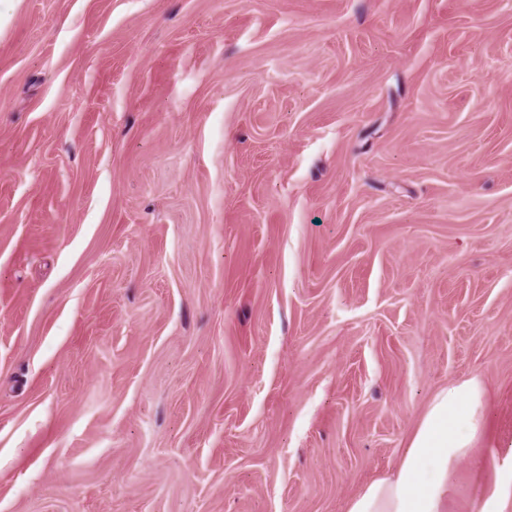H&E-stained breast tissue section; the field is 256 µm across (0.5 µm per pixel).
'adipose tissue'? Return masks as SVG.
<instances>
[{"label":"adipose tissue","instance_id":"adipose-tissue-1","mask_svg":"<svg viewBox=\"0 0 512 512\" xmlns=\"http://www.w3.org/2000/svg\"><path fill=\"white\" fill-rule=\"evenodd\" d=\"M484 396L475 376L438 391L394 474L363 486L346 512H447L450 477L485 429Z\"/></svg>","mask_w":512,"mask_h":512}]
</instances>
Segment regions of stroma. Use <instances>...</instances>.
Returning a JSON list of instances; mask_svg holds the SVG:
<instances>
[{
  "mask_svg": "<svg viewBox=\"0 0 512 512\" xmlns=\"http://www.w3.org/2000/svg\"><path fill=\"white\" fill-rule=\"evenodd\" d=\"M512 454V0H0V512H345L449 381Z\"/></svg>",
  "mask_w": 512,
  "mask_h": 512,
  "instance_id": "1",
  "label": "stroma"
}]
</instances>
